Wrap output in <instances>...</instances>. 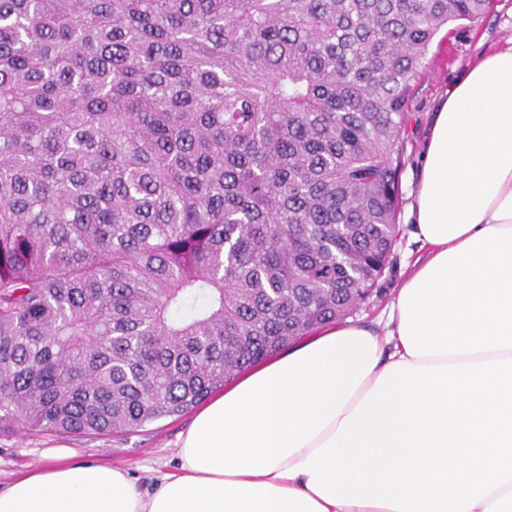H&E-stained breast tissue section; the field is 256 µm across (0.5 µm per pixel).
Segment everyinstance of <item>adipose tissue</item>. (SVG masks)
I'll return each instance as SVG.
<instances>
[{
    "label": "adipose tissue",
    "mask_w": 512,
    "mask_h": 512,
    "mask_svg": "<svg viewBox=\"0 0 512 512\" xmlns=\"http://www.w3.org/2000/svg\"><path fill=\"white\" fill-rule=\"evenodd\" d=\"M386 341L335 324L195 416L177 472L46 457L0 512H512V46L434 112Z\"/></svg>",
    "instance_id": "1"
}]
</instances>
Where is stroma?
Returning a JSON list of instances; mask_svg holds the SVG:
<instances>
[{"label":"stroma","mask_w":512,"mask_h":512,"mask_svg":"<svg viewBox=\"0 0 512 512\" xmlns=\"http://www.w3.org/2000/svg\"><path fill=\"white\" fill-rule=\"evenodd\" d=\"M511 41L512 0H494L491 9L479 19L448 24L435 36L426 56L425 73L416 81L408 105V144L399 176V235L391 264L380 278L377 292L351 315V322L384 330L405 265L425 254L411 238L407 216L413 201L411 191L420 174V155L437 105L482 53ZM193 418V412L188 411L115 435H0V486H7L40 466L45 455L60 446L67 448L72 460L122 467L129 470L139 485L150 486L176 467L179 438Z\"/></svg>","instance_id":"stroma-1"}]
</instances>
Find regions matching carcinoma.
Returning <instances> with one entry per match:
<instances>
[{"label":"carcinoma","mask_w":512,"mask_h":512,"mask_svg":"<svg viewBox=\"0 0 512 512\" xmlns=\"http://www.w3.org/2000/svg\"><path fill=\"white\" fill-rule=\"evenodd\" d=\"M492 0H0V434H112L351 315L414 83Z\"/></svg>","instance_id":"carcinoma-1"}]
</instances>
